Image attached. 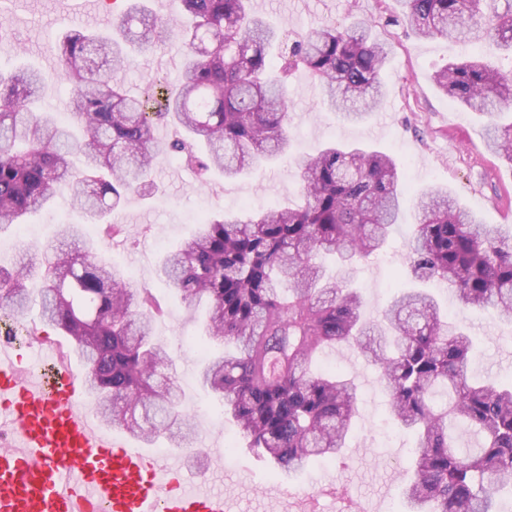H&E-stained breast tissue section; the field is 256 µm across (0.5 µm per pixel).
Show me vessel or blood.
I'll return each mask as SVG.
<instances>
[{
	"label": "vessel or blood",
	"mask_w": 512,
	"mask_h": 512,
	"mask_svg": "<svg viewBox=\"0 0 512 512\" xmlns=\"http://www.w3.org/2000/svg\"><path fill=\"white\" fill-rule=\"evenodd\" d=\"M85 374L60 343L0 344V512H237L160 458L102 428Z\"/></svg>",
	"instance_id": "1"
}]
</instances>
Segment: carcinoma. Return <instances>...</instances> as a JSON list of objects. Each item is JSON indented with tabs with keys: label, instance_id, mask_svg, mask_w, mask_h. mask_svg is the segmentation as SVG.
<instances>
[{
	"label": "carcinoma",
	"instance_id": "cac0c4a2",
	"mask_svg": "<svg viewBox=\"0 0 512 512\" xmlns=\"http://www.w3.org/2000/svg\"><path fill=\"white\" fill-rule=\"evenodd\" d=\"M400 20L416 37L468 45L488 41L512 55V0H398ZM190 20L178 85L145 99L129 95L118 74L126 47L151 51L170 24L133 5L113 37L65 33L57 45L72 85L74 126L33 104L43 83L32 68L0 74V229L19 225L56 193L69 194L92 218L117 208L127 191L151 192L159 148L154 124L180 125L200 149L203 171L236 178L284 154L288 76L307 69L343 117L360 122L378 106L391 48L362 21L288 33L251 11L249 0H180ZM437 87L470 112L490 117L488 147L512 163V70L476 53L435 74ZM304 203L244 216H210L166 255L164 282L180 299L210 303L205 364L199 377L224 403L248 440L277 472L295 474L344 447L357 411V389L336 372L310 369L324 347H356L379 368L390 416L412 434L402 488L408 512H502L512 496V380L469 382L473 341L441 316L434 295L406 289L382 320H367L346 273L381 250L398 222L405 185L394 160L378 150L326 144L299 161ZM420 216L407 243L414 277L436 279L464 306L512 316V238L486 225L442 189L417 198ZM62 234L70 253L48 244L0 266V320L20 322L33 299L27 281L41 270L42 324L68 337L100 418L174 448L195 439L181 406L173 357L154 338L159 307L149 287L131 281L84 240ZM330 253L343 275L328 277L315 256ZM288 284L283 294L281 283ZM465 426L475 448L457 446Z\"/></svg>",
	"mask_w": 512,
	"mask_h": 512
}]
</instances>
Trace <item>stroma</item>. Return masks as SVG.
Masks as SVG:
<instances>
[{"label": "stroma", "instance_id": "stroma-1", "mask_svg": "<svg viewBox=\"0 0 512 512\" xmlns=\"http://www.w3.org/2000/svg\"><path fill=\"white\" fill-rule=\"evenodd\" d=\"M399 12L397 0H265L262 15L287 29L292 40L322 24L371 21L373 38L392 48L381 74L382 102L365 121H344L324 104L309 73L295 70L289 79V153L229 180L199 175L186 154L167 153L180 131L157 123L154 139L163 148L152 169L157 192L149 198L129 192L108 217L124 228L112 240V263L151 288L159 300L163 313L155 321V335L176 360L182 405L195 419L199 441L212 446L213 484L237 500L239 512H404L402 483L414 440L393 423L387 397L375 381L376 367L356 351L328 347L315 355L312 371H336L359 389L358 411L344 448L332 459L311 462L287 481L265 457L248 449L238 428L225 419L222 402L198 381L203 358L196 348L205 336L206 302L187 305L156 276L161 261L196 232L201 218L300 202L295 160L323 143H359L390 154L409 187L399 223L382 250L359 259L350 270L364 299L363 313L371 320L381 318L399 290L415 285L406 271V244L418 222L416 192L448 190L488 227L503 231L512 225V163L487 148L486 118L457 106L433 81L446 63L465 58L466 49L444 37L409 35L396 20ZM0 28L10 38L9 45L0 46V73L22 67L43 71L41 103L60 122L69 123L71 85L61 70L46 69L45 61L62 33L106 31L108 19L83 10L80 0H0ZM182 51L176 33L167 45L134 55L120 74L125 90L142 96L176 83ZM65 224L92 231L91 219L63 194L28 216L24 231L0 232V263L12 264L28 246L56 240ZM433 294L449 322L466 326L472 337V381L511 376L512 319L490 308L453 306L444 288H434Z\"/></svg>", "mask_w": 512, "mask_h": 512}]
</instances>
